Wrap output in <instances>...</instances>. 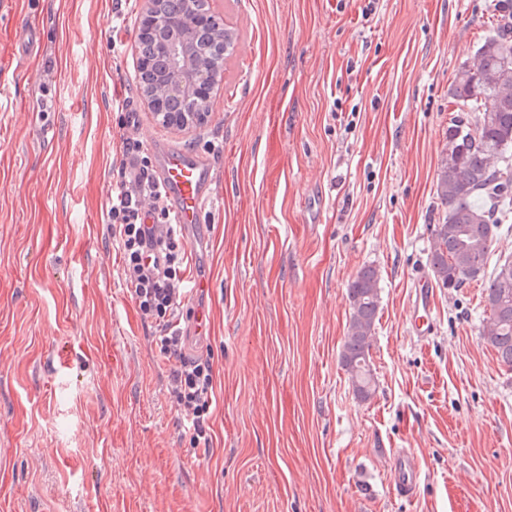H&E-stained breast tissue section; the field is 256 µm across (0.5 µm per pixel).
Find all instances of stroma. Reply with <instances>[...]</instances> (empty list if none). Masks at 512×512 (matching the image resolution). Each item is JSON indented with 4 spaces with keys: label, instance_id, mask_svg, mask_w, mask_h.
Wrapping results in <instances>:
<instances>
[{
    "label": "stroma",
    "instance_id": "stroma-1",
    "mask_svg": "<svg viewBox=\"0 0 512 512\" xmlns=\"http://www.w3.org/2000/svg\"><path fill=\"white\" fill-rule=\"evenodd\" d=\"M144 0H10L0 12V512H512V367L483 334L485 280L413 300L446 214L448 89L500 0H210L239 40L203 125L137 89ZM40 31L38 53L8 33ZM126 100L124 110L115 103ZM55 127L42 140L43 124ZM211 157L184 235L187 355L213 365L194 447L172 364L130 299L106 219L123 133ZM380 274L374 397L340 362L348 282ZM411 449L420 492L394 496ZM428 293L429 290L426 288L425 282L421 283V288L418 290L415 299V311L417 314L414 317L413 330L417 337L427 339L431 333V323L428 319L427 305H428ZM422 311L424 314L418 315ZM391 484L395 496L410 500L417 496L421 481L418 457L405 449L397 451L391 460Z\"/></svg>",
    "mask_w": 512,
    "mask_h": 512
}]
</instances>
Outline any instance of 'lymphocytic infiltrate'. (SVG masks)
Masks as SVG:
<instances>
[{
    "label": "lymphocytic infiltrate",
    "mask_w": 512,
    "mask_h": 512,
    "mask_svg": "<svg viewBox=\"0 0 512 512\" xmlns=\"http://www.w3.org/2000/svg\"><path fill=\"white\" fill-rule=\"evenodd\" d=\"M121 145L129 165L112 190L106 215L121 251L124 281L141 317L156 324L157 344L175 362L169 400L185 419L194 446L206 448L212 441L213 375L208 361L185 352L182 230L171 220L169 202L152 180L139 142L126 136Z\"/></svg>",
    "instance_id": "1"
}]
</instances>
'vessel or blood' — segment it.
Segmentation results:
<instances>
[{"mask_svg":"<svg viewBox=\"0 0 512 512\" xmlns=\"http://www.w3.org/2000/svg\"><path fill=\"white\" fill-rule=\"evenodd\" d=\"M151 147L159 156L155 180L170 202L174 223L185 229L201 224L211 199L205 161L199 155L170 148L158 139L152 142ZM428 293V288H420L415 299L417 314L413 330L417 337L423 339L431 332V323L426 315ZM391 472L392 489L397 498L410 500L417 496L421 465L414 453L405 449L397 451L391 460Z\"/></svg>","mask_w":512,"mask_h":512,"instance_id":"obj_1","label":"vessel or blood"}]
</instances>
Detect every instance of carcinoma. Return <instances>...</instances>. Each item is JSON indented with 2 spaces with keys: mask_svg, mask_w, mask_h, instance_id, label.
<instances>
[{
  "mask_svg": "<svg viewBox=\"0 0 512 512\" xmlns=\"http://www.w3.org/2000/svg\"><path fill=\"white\" fill-rule=\"evenodd\" d=\"M213 29L224 30V41L197 38L196 49L207 67L224 68L233 56L235 32L214 17ZM450 104L469 119L454 118L448 127V152L437 173L436 193L448 205V216L437 225L430 266L443 288H460L484 278L489 253L500 225L512 222V10L501 8L497 31L480 44L473 62L461 66L450 89ZM500 159L494 167L491 160ZM484 297V338L501 361L512 366V260L491 272ZM350 319L340 353L342 366L357 397L370 400L376 383L370 349L380 308V274L364 266L348 282Z\"/></svg>",
  "mask_w": 512,
  "mask_h": 512,
  "instance_id": "1",
  "label": "carcinoma"
}]
</instances>
